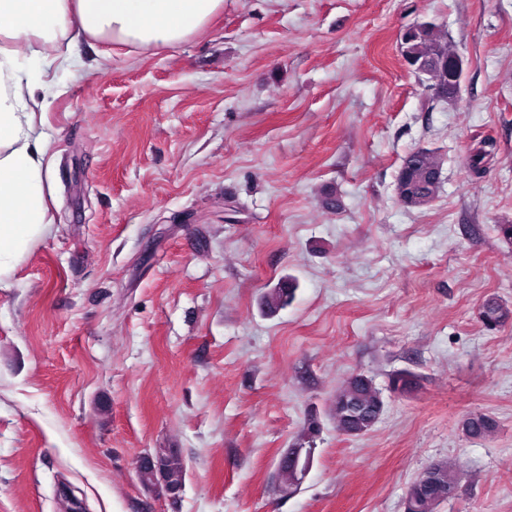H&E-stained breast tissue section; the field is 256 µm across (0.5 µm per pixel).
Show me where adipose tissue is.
<instances>
[{
	"label": "adipose tissue",
	"instance_id": "obj_1",
	"mask_svg": "<svg viewBox=\"0 0 512 512\" xmlns=\"http://www.w3.org/2000/svg\"><path fill=\"white\" fill-rule=\"evenodd\" d=\"M224 0H0V279L8 277L30 243L47 234L51 172L39 132L37 102L26 65L48 42L75 45L79 36L144 52L201 33ZM60 52L58 61L69 54Z\"/></svg>",
	"mask_w": 512,
	"mask_h": 512
}]
</instances>
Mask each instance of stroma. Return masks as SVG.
I'll list each match as a JSON object with an SVG mask.
<instances>
[{
	"label": "stroma",
	"instance_id": "stroma-1",
	"mask_svg": "<svg viewBox=\"0 0 512 512\" xmlns=\"http://www.w3.org/2000/svg\"><path fill=\"white\" fill-rule=\"evenodd\" d=\"M428 20L465 61L450 102L401 57ZM104 48L32 80L52 225L0 288V512H403L446 459L463 490L439 512H512V317H479L512 308V0H224L181 44ZM416 148L443 185L408 209ZM286 277L293 301L263 313ZM402 370L415 388L368 434L336 432L348 376ZM475 412L494 436L463 435ZM158 448L179 496L139 480ZM441 155L429 149H415L403 160L396 178L399 202L408 209L422 208L438 198L441 183L433 173L441 169ZM511 314L510 309L495 298L486 300L480 312L482 321L489 326H496Z\"/></svg>",
	"mask_w": 512,
	"mask_h": 512
}]
</instances>
